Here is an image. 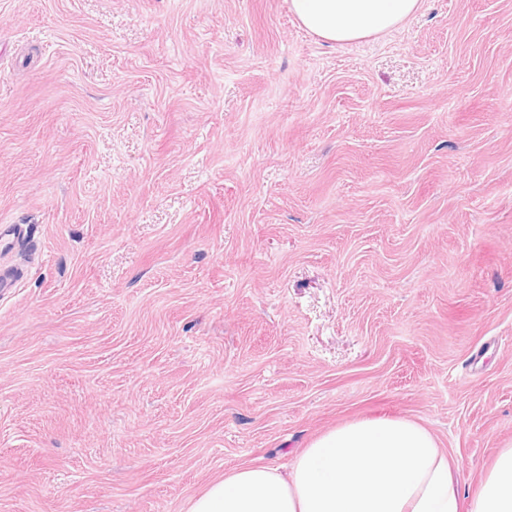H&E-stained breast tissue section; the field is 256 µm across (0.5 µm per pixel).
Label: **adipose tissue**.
<instances>
[{"instance_id": "ef3b65f1", "label": "adipose tissue", "mask_w": 512, "mask_h": 512, "mask_svg": "<svg viewBox=\"0 0 512 512\" xmlns=\"http://www.w3.org/2000/svg\"><path fill=\"white\" fill-rule=\"evenodd\" d=\"M423 0H288L301 27L348 45L391 32ZM456 460L429 429L401 416H365L314 438L290 472L243 466L210 482L185 512H512V444L463 492Z\"/></svg>"}]
</instances>
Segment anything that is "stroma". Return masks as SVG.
<instances>
[{"instance_id": "obj_1", "label": "stroma", "mask_w": 512, "mask_h": 512, "mask_svg": "<svg viewBox=\"0 0 512 512\" xmlns=\"http://www.w3.org/2000/svg\"><path fill=\"white\" fill-rule=\"evenodd\" d=\"M0 512H185L369 415L512 442V0H0ZM423 0H289L301 27L336 45L360 43L400 27Z\"/></svg>"}]
</instances>
